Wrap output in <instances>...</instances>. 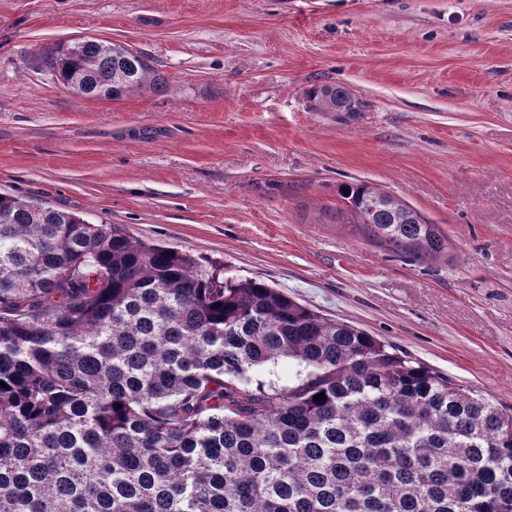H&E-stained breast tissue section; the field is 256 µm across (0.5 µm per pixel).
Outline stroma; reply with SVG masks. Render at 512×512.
Masks as SVG:
<instances>
[{
    "label": "stroma",
    "instance_id": "35a3bbf8",
    "mask_svg": "<svg viewBox=\"0 0 512 512\" xmlns=\"http://www.w3.org/2000/svg\"><path fill=\"white\" fill-rule=\"evenodd\" d=\"M136 49L164 91L82 98L35 54ZM368 104L341 122L310 85ZM371 183L448 239L341 213ZM0 192L284 291L512 412V0H0ZM337 192L368 239L416 261L444 252L447 239L415 209L363 182L342 184Z\"/></svg>",
    "mask_w": 512,
    "mask_h": 512
}]
</instances>
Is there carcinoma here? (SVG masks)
I'll return each mask as SVG.
<instances>
[{"mask_svg":"<svg viewBox=\"0 0 512 512\" xmlns=\"http://www.w3.org/2000/svg\"><path fill=\"white\" fill-rule=\"evenodd\" d=\"M36 62L84 98L166 87L117 43ZM305 99L366 108L335 84ZM338 195L367 238L444 252L390 195ZM282 358L293 385L252 384ZM0 380V512H512V413L261 280L2 193Z\"/></svg>","mask_w":512,"mask_h":512,"instance_id":"carcinoma-1","label":"carcinoma"}]
</instances>
